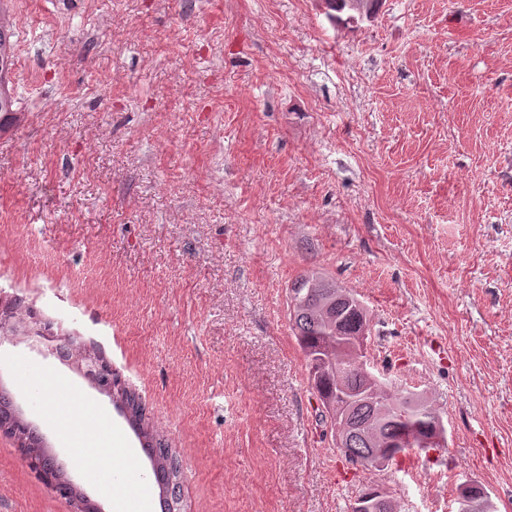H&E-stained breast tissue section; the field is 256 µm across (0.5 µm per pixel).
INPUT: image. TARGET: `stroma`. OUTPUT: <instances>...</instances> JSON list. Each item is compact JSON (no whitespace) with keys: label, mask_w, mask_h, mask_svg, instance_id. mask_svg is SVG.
Here are the masks:
<instances>
[{"label":"stroma","mask_w":512,"mask_h":512,"mask_svg":"<svg viewBox=\"0 0 512 512\" xmlns=\"http://www.w3.org/2000/svg\"><path fill=\"white\" fill-rule=\"evenodd\" d=\"M18 120L0 132V310L98 348L182 465V512H512V0H15ZM316 270L369 312L377 372L426 392L445 447L374 473L333 444L288 315ZM77 368L0 335V384ZM0 512H72L0 433ZM354 1L355 0H322L325 4V14L328 19L333 22L350 23L374 18L380 0H358L360 3L358 7L361 8L354 7ZM342 14L346 15L345 19H343Z\"/></svg>","instance_id":"1"}]
</instances>
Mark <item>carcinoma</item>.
Wrapping results in <instances>:
<instances>
[{
    "label": "carcinoma",
    "mask_w": 512,
    "mask_h": 512,
    "mask_svg": "<svg viewBox=\"0 0 512 512\" xmlns=\"http://www.w3.org/2000/svg\"><path fill=\"white\" fill-rule=\"evenodd\" d=\"M326 16L333 22H358L374 18L380 0H322ZM12 0H0V131L15 119L17 98L10 86V73L15 61L16 31ZM341 287L325 274L312 271L300 276L289 288L288 310L295 336L304 354L313 389L325 410L335 404L346 406L354 432L347 438L346 457L366 470H374L372 444L366 434L373 413L382 407H393L386 428L394 437L404 422L397 421L401 411L413 414L414 399L407 389L394 387L388 393H377L372 400L358 403L350 391L366 385L362 370L351 362L336 365V351L331 349L336 337L354 338L368 331V311L351 291L339 294ZM118 405L127 413L130 427L141 438L144 453L152 462L154 481L159 489L161 512H180L181 465L166 443L164 435L146 416L141 398L130 390L123 391ZM12 399L0 395V429L18 435L22 457H32L49 476H62L56 459L48 451L35 447L41 437L32 427L21 428L15 421Z\"/></svg>",
    "instance_id": "carcinoma-1"
}]
</instances>
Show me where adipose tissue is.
<instances>
[{"instance_id": "obj_1", "label": "adipose tissue", "mask_w": 512, "mask_h": 512, "mask_svg": "<svg viewBox=\"0 0 512 512\" xmlns=\"http://www.w3.org/2000/svg\"><path fill=\"white\" fill-rule=\"evenodd\" d=\"M90 407L80 400L61 380H53L52 391L42 405L47 424L55 431L63 446L72 448L77 460L93 456L100 466L90 483L101 484V494L110 501L112 512H152L147 479H140L136 486H129L127 479L114 469L116 460L135 461L134 449L123 447L118 438H106L85 416Z\"/></svg>"}]
</instances>
